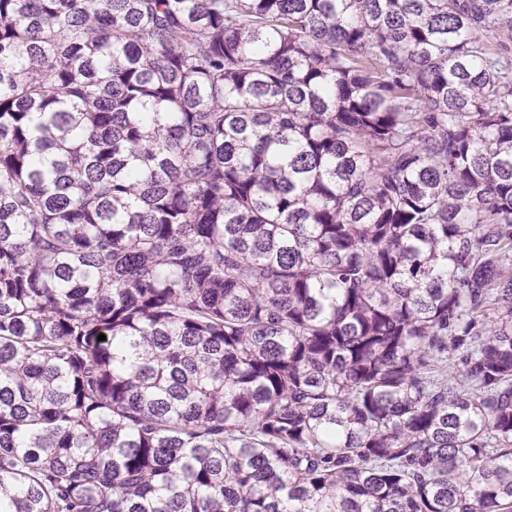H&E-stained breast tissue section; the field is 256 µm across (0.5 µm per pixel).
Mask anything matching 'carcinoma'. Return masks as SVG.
Wrapping results in <instances>:
<instances>
[{"mask_svg": "<svg viewBox=\"0 0 512 512\" xmlns=\"http://www.w3.org/2000/svg\"><path fill=\"white\" fill-rule=\"evenodd\" d=\"M511 268L512 0H0V512H512Z\"/></svg>", "mask_w": 512, "mask_h": 512, "instance_id": "cac0c4a2", "label": "carcinoma"}]
</instances>
